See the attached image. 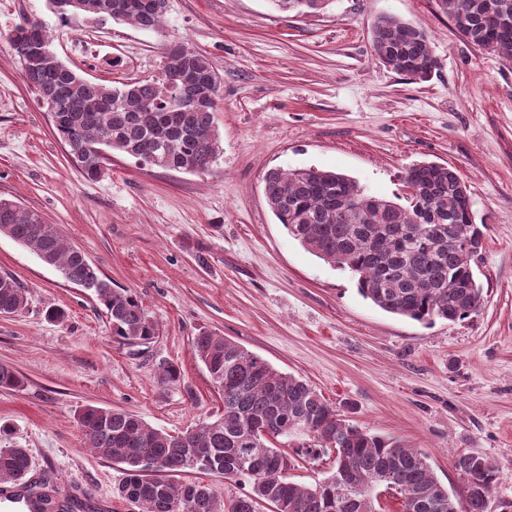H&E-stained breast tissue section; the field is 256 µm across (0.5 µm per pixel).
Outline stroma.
<instances>
[{"label":"stroma","mask_w":512,"mask_h":512,"mask_svg":"<svg viewBox=\"0 0 512 512\" xmlns=\"http://www.w3.org/2000/svg\"><path fill=\"white\" fill-rule=\"evenodd\" d=\"M382 15L428 33L429 80L376 59L370 29ZM27 18L65 64L108 85L158 75L173 37L206 54L222 77L212 169L166 171L116 152L103 178L85 179L7 41ZM420 161L457 170L483 227V301L461 321L426 326L381 310L350 272L292 238L262 193L267 170L311 166L392 199ZM0 197L56 225L158 328L147 344L113 336L91 290L0 236V273L27 295L21 312L0 315V365L24 380L0 389V446L28 449L31 479L72 512H139L116 494L120 466L87 447L84 406L172 434L221 413L192 351L203 330L306 379L350 424L417 446L449 493H464L456 455L487 457L500 470L496 496L512 501V62L461 39L433 0H333L307 15L269 0H170L155 32L63 21L48 0H0ZM51 308L65 320H47ZM166 362L180 384H157Z\"/></svg>","instance_id":"35a3bbf8"}]
</instances>
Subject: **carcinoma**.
Returning <instances> with one entry per match:
<instances>
[{
  "instance_id": "cac0c4a2",
  "label": "carcinoma",
  "mask_w": 512,
  "mask_h": 512,
  "mask_svg": "<svg viewBox=\"0 0 512 512\" xmlns=\"http://www.w3.org/2000/svg\"><path fill=\"white\" fill-rule=\"evenodd\" d=\"M62 18L109 17L143 31L162 28L165 0H49ZM281 11L310 14L332 0H271ZM436 9L468 43L512 61V0H434ZM29 44L8 34L21 65L22 81L46 107H71L54 131L82 175L101 179L112 152L165 170H209L221 150L216 100L221 77L199 50L186 54L163 46L158 77L110 86L88 80L50 52L42 25ZM382 64L416 80H426L437 62L428 35L393 16H383L371 32ZM187 73L191 81L172 87L167 76ZM265 201L288 234L304 249L357 276L360 294L385 312L423 325L457 321L476 313L482 288L471 248L483 247L473 222L468 188L451 167L422 162L403 177L406 204L371 195L349 176L315 167L272 168L262 178ZM0 235L11 238L76 285L90 287L104 305L112 335L147 344L157 325L130 291L112 287L85 254L66 241L54 224L13 201L0 199ZM26 290L10 274L0 275V314L20 312ZM192 351L224 398L223 414L172 435L120 408L88 405L77 421L88 447L122 465L120 497L140 512H379L378 489L394 483L402 512H512V502L493 495L498 468L478 453H462L453 468L466 482L452 496L437 479L427 455L406 441L363 431L306 380L275 369L263 358L215 332L201 331ZM181 380L179 368L163 364L161 385ZM22 378L0 365V388L18 389ZM307 436L300 454L310 462L332 458L333 472L309 488L288 480L290 457L274 445L282 437ZM32 467L28 449L0 446V483L25 481ZM245 479L250 491L227 502L208 485L177 481L183 473ZM38 512H69L46 494L36 496Z\"/></svg>"
}]
</instances>
